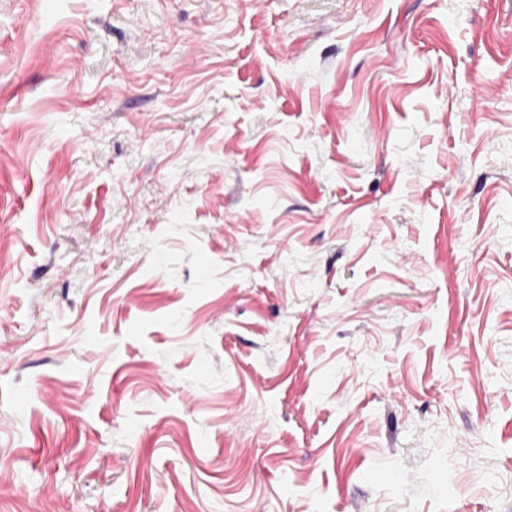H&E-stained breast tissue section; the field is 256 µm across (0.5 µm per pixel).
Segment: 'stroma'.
<instances>
[{
    "label": "stroma",
    "instance_id": "35a3bbf8",
    "mask_svg": "<svg viewBox=\"0 0 512 512\" xmlns=\"http://www.w3.org/2000/svg\"><path fill=\"white\" fill-rule=\"evenodd\" d=\"M0 512H512V0H0Z\"/></svg>",
    "mask_w": 512,
    "mask_h": 512
}]
</instances>
